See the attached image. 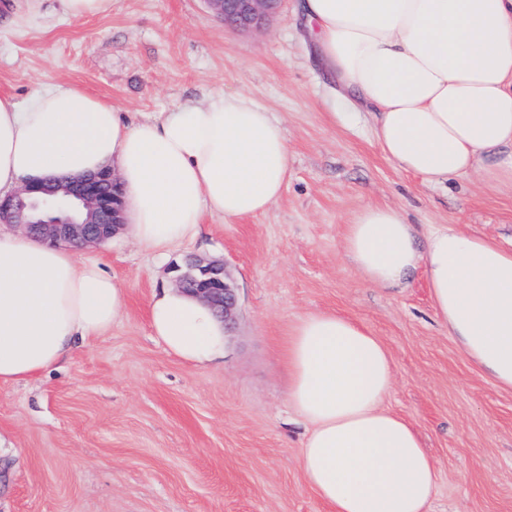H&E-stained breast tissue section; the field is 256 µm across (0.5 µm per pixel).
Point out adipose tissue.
<instances>
[{"mask_svg":"<svg viewBox=\"0 0 512 512\" xmlns=\"http://www.w3.org/2000/svg\"><path fill=\"white\" fill-rule=\"evenodd\" d=\"M298 9L397 169L427 184L479 171L512 186V0H300ZM107 168L130 236L164 257L205 218L266 212L288 185L290 154L281 123L242 93L138 120L69 83L23 105L0 96V196ZM344 247L377 286L423 270L459 349L512 390V252L448 228L418 247L412 225L384 206L360 212ZM124 307V288L80 247L0 231V383L55 366ZM149 324L185 361L224 355L223 323L182 291L154 296ZM284 358L288 402L307 427L301 468L329 512H429L438 468L414 425L383 406L394 379L380 339L345 315L314 313L293 326Z\"/></svg>","mask_w":512,"mask_h":512,"instance_id":"adipose-tissue-1","label":"adipose tissue"}]
</instances>
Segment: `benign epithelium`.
<instances>
[{
    "instance_id": "obj_1",
    "label": "benign epithelium",
    "mask_w": 512,
    "mask_h": 512,
    "mask_svg": "<svg viewBox=\"0 0 512 512\" xmlns=\"http://www.w3.org/2000/svg\"><path fill=\"white\" fill-rule=\"evenodd\" d=\"M224 22L241 30L262 28L284 0H207ZM121 185L112 170L88 175L57 187L25 185L0 197V224L23 228L48 243L86 246L103 242L121 226ZM174 283L205 301L224 322L233 319L237 296L224 266L197 259L188 272L171 267Z\"/></svg>"
}]
</instances>
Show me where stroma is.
<instances>
[{"instance_id":"1","label":"stroma","mask_w":512,"mask_h":512,"mask_svg":"<svg viewBox=\"0 0 512 512\" xmlns=\"http://www.w3.org/2000/svg\"><path fill=\"white\" fill-rule=\"evenodd\" d=\"M297 4L237 31L205 0H112L80 19L63 0H0V93L24 104L69 82L142 116L243 93L281 122L291 153L288 186L265 213L207 220L165 258L122 229L87 247L125 288L124 313L49 371L0 384V512H325L300 467L305 426L283 358L297 320L316 312L362 322L389 350L385 406L440 472L431 512H512V390L460 352L422 271L379 287L344 251L370 205L399 210L421 243L452 228L511 250L512 189L477 172L427 185L395 168ZM191 256L223 263L238 295L224 356L205 365L171 354L148 321L171 267Z\"/></svg>"}]
</instances>
